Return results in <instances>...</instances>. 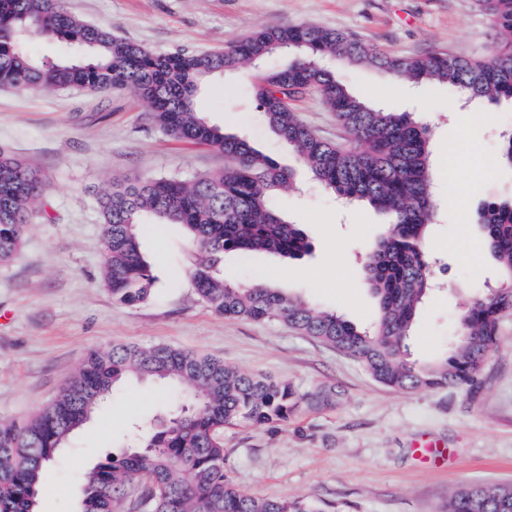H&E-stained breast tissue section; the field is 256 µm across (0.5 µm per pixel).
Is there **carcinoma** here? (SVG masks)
I'll return each mask as SVG.
<instances>
[{"instance_id": "1", "label": "carcinoma", "mask_w": 512, "mask_h": 512, "mask_svg": "<svg viewBox=\"0 0 512 512\" xmlns=\"http://www.w3.org/2000/svg\"><path fill=\"white\" fill-rule=\"evenodd\" d=\"M487 16L496 51L490 59L434 50L390 56L376 45L336 29L307 24L264 25L212 53H155L117 39L100 25L67 12L62 0H0V83L23 92L128 89L145 100L155 124L173 140L224 155V168L189 179L161 173L112 181L100 200L103 282L120 303L136 306L155 278L141 252L139 226L181 224L200 255L193 286L226 317L283 321L358 361L377 381L404 391L472 384L498 344L501 319L512 313V198L480 203L475 224L499 263L501 285L462 315L459 340L430 364L410 359L408 340L432 290L427 233L434 181L430 132L406 112H392L355 95L329 60L370 65L413 84L443 83L448 90L490 103L512 100V0H476ZM39 37L84 46L80 61L39 60L26 43ZM286 61L265 68L275 54ZM258 67L255 97L272 131L299 156L313 180L349 202L366 201L388 224L367 265L378 299L374 326L360 329L334 311H320L282 288L229 283L224 254L266 252L299 259L309 251L305 232L285 222L275 191L294 174L229 136L195 110L199 83ZM318 92L348 135L339 145L306 126L285 98ZM46 186L24 158L0 149V263L18 253L32 208ZM163 384L179 403L85 470L80 512H125L129 488L142 483L140 512H315L303 499H258L230 482L225 470L227 426L288 420L307 403L290 385L244 374L223 360L165 345L114 344L89 353L56 397L33 416L0 419V512H39L44 473L70 436L87 423L125 381ZM448 512H512L511 485H467L448 497Z\"/></svg>"}]
</instances>
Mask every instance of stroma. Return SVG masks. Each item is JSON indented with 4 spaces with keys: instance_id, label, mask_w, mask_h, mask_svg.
<instances>
[{
    "instance_id": "obj_1",
    "label": "stroma",
    "mask_w": 512,
    "mask_h": 512,
    "mask_svg": "<svg viewBox=\"0 0 512 512\" xmlns=\"http://www.w3.org/2000/svg\"><path fill=\"white\" fill-rule=\"evenodd\" d=\"M89 24L157 52L219 51L257 27L307 23L337 29L395 56L432 50L489 58L495 51L487 17L473 0H64ZM357 94L394 112H411L432 129L438 178L431 241L434 290L409 341L412 360L445 357L462 313L499 271L474 225L481 200L512 196V169L496 166L502 135L512 132V101L451 97L445 86L412 89L373 67L338 64ZM248 64L201 82L196 110L225 133L246 138L281 166L295 169L300 188L280 194L284 220L301 225L311 250L297 260L267 253L225 254V279L284 288L320 310H334L360 328L377 317L365 263L386 226L365 202L342 204L312 181L287 144L267 126ZM472 113L473 153L453 154L460 134L449 102ZM301 119L323 139L344 133L316 92L293 100ZM0 148L25 158L48 191L33 210L18 255L0 265V418H26L51 401L94 349L112 343L163 344L267 375L312 400L288 422L224 430L226 473L260 499L303 498L319 512H447L448 493L467 484L512 485V316L470 387L402 391L377 382L356 360L288 325L214 313L192 284L198 256L181 226L145 224L141 248L153 264L154 290L129 307L102 282L98 199L113 179L178 172L192 177L223 168L224 157L170 139L147 104L124 91L89 94L44 90L24 94L0 84ZM466 201L458 213L450 197ZM163 387L124 386L72 439L43 478L40 512H78L82 473L120 446L136 420L151 421ZM419 444L434 445L440 464L424 463Z\"/></svg>"
}]
</instances>
